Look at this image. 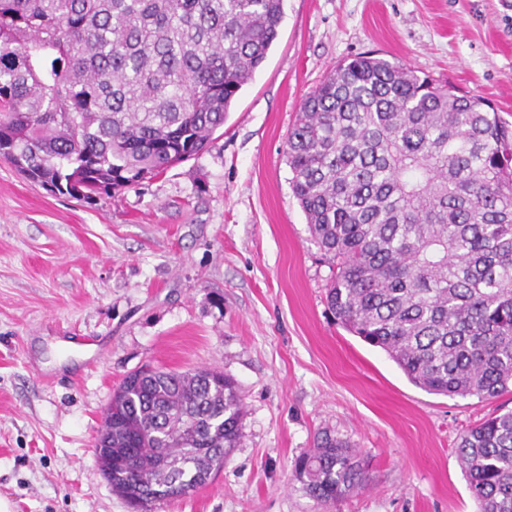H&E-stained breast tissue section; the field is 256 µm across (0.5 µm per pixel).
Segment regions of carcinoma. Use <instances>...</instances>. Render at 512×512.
Segmentation results:
<instances>
[{"label": "carcinoma", "instance_id": "obj_1", "mask_svg": "<svg viewBox=\"0 0 512 512\" xmlns=\"http://www.w3.org/2000/svg\"><path fill=\"white\" fill-rule=\"evenodd\" d=\"M283 16L284 0H0V160L90 199L199 155ZM287 158L339 324L429 393L512 394V129L497 110L367 53L306 96ZM110 406L95 454L130 503L195 491L241 439L237 386L216 370H138ZM457 452L478 512H512V410ZM294 473L321 506L368 481L331 436Z\"/></svg>", "mask_w": 512, "mask_h": 512}]
</instances>
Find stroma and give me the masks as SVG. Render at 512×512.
I'll use <instances>...</instances> for the list:
<instances>
[{
  "label": "stroma",
  "instance_id": "stroma-1",
  "mask_svg": "<svg viewBox=\"0 0 512 512\" xmlns=\"http://www.w3.org/2000/svg\"><path fill=\"white\" fill-rule=\"evenodd\" d=\"M279 36L193 159L87 201L0 161V498L12 512H135L95 443L150 365L234 379L242 437L222 471L156 512H476L460 434L512 398L428 393L336 324L332 270L293 195L288 131L339 64L372 52L512 123V0H285ZM91 345L65 348L72 336ZM366 485L322 508L295 458L323 433Z\"/></svg>",
  "mask_w": 512,
  "mask_h": 512
}]
</instances>
